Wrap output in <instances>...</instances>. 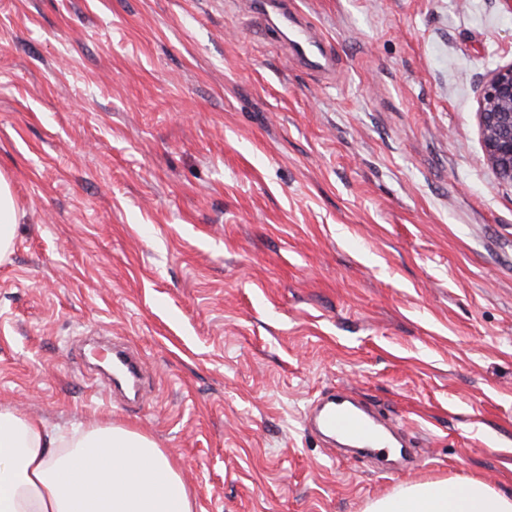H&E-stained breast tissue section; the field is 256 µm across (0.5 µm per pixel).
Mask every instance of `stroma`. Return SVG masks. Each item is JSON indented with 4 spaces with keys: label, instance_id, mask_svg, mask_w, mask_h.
I'll return each mask as SVG.
<instances>
[{
    "label": "stroma",
    "instance_id": "1",
    "mask_svg": "<svg viewBox=\"0 0 512 512\" xmlns=\"http://www.w3.org/2000/svg\"><path fill=\"white\" fill-rule=\"evenodd\" d=\"M334 66L251 0H0V405L151 437L196 512H365L473 476L512 494V185L477 105L503 0H293ZM143 368L109 390L91 339ZM344 389L413 464L328 456ZM18 216L10 186L0 177V259L12 250Z\"/></svg>",
    "mask_w": 512,
    "mask_h": 512
}]
</instances>
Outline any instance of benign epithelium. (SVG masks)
I'll use <instances>...</instances> for the list:
<instances>
[{"instance_id":"1","label":"benign epithelium","mask_w":512,"mask_h":512,"mask_svg":"<svg viewBox=\"0 0 512 512\" xmlns=\"http://www.w3.org/2000/svg\"><path fill=\"white\" fill-rule=\"evenodd\" d=\"M478 117L490 167L499 179L512 183V64L495 70L485 80Z\"/></svg>"}]
</instances>
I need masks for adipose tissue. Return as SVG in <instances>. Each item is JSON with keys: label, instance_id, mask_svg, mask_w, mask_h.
I'll list each match as a JSON object with an SVG mask.
<instances>
[{"label": "adipose tissue", "instance_id": "1", "mask_svg": "<svg viewBox=\"0 0 512 512\" xmlns=\"http://www.w3.org/2000/svg\"><path fill=\"white\" fill-rule=\"evenodd\" d=\"M0 512H195V505L149 436L108 420L64 430L0 405ZM367 512H512V495L464 476L402 488Z\"/></svg>", "mask_w": 512, "mask_h": 512}]
</instances>
